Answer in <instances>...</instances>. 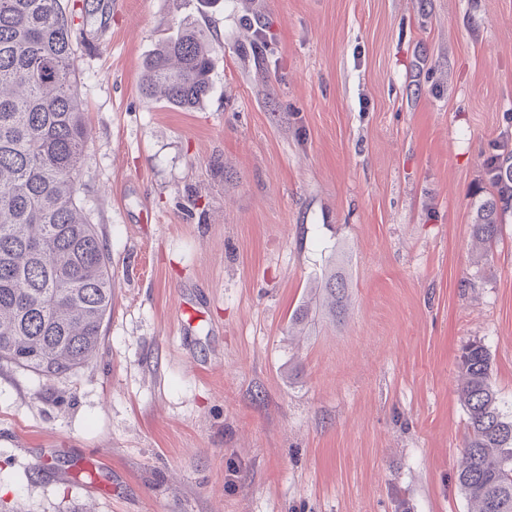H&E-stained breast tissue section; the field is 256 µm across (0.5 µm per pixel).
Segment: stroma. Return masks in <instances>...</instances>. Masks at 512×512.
I'll return each instance as SVG.
<instances>
[{"instance_id": "35a3bbf8", "label": "stroma", "mask_w": 512, "mask_h": 512, "mask_svg": "<svg viewBox=\"0 0 512 512\" xmlns=\"http://www.w3.org/2000/svg\"><path fill=\"white\" fill-rule=\"evenodd\" d=\"M216 45L209 96L141 92ZM76 47L79 199L106 244L96 359L0 361V512H468L458 356L512 417V0H101ZM340 319L294 311L328 264ZM215 49L191 27L164 39L142 64L143 90L181 109H191L211 91ZM488 167L494 193L480 205L472 226V236L485 243L496 240L502 216L512 208V152L495 156Z\"/></svg>"}]
</instances>
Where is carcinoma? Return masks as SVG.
I'll return each mask as SVG.
<instances>
[{"label": "carcinoma", "mask_w": 512, "mask_h": 512, "mask_svg": "<svg viewBox=\"0 0 512 512\" xmlns=\"http://www.w3.org/2000/svg\"><path fill=\"white\" fill-rule=\"evenodd\" d=\"M86 0H0V361L47 379L86 364L112 308L107 249L78 205L89 130L78 93L74 18ZM215 49L191 27L142 64L143 90L191 109L211 91ZM494 193L472 236L490 243L512 208V153L488 169ZM347 279L330 265L316 281L319 309L344 312ZM467 436L457 481L470 512H512V418L491 381L487 348L458 359Z\"/></svg>", "instance_id": "cac0c4a2"}]
</instances>
